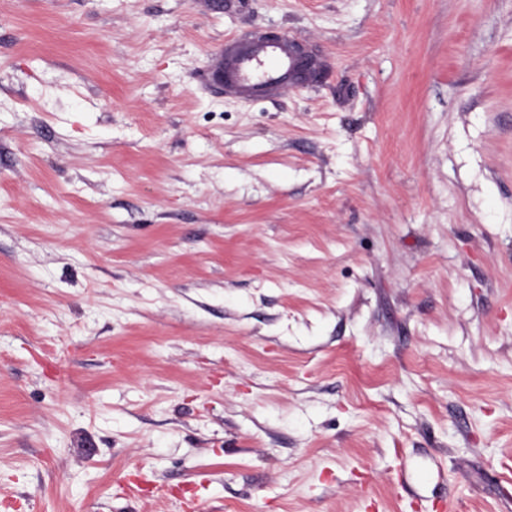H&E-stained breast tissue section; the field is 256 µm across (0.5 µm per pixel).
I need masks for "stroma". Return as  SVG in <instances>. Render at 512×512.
Returning <instances> with one entry per match:
<instances>
[{
  "instance_id": "1",
  "label": "stroma",
  "mask_w": 512,
  "mask_h": 512,
  "mask_svg": "<svg viewBox=\"0 0 512 512\" xmlns=\"http://www.w3.org/2000/svg\"><path fill=\"white\" fill-rule=\"evenodd\" d=\"M295 37L309 89L203 81ZM512 512V0H0V512Z\"/></svg>"
}]
</instances>
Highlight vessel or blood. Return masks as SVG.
Returning a JSON list of instances; mask_svg holds the SVG:
<instances>
[{"instance_id":"1","label":"vessel or blood","mask_w":512,"mask_h":512,"mask_svg":"<svg viewBox=\"0 0 512 512\" xmlns=\"http://www.w3.org/2000/svg\"><path fill=\"white\" fill-rule=\"evenodd\" d=\"M320 56H298L291 38H228L212 59L208 77L225 94L252 101L274 99L290 87L308 85L312 73L324 70Z\"/></svg>"}]
</instances>
